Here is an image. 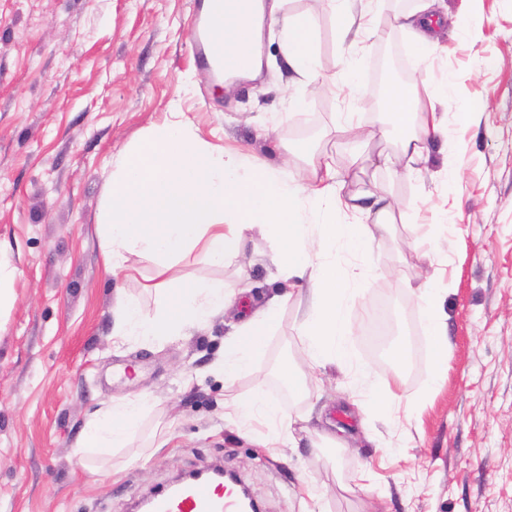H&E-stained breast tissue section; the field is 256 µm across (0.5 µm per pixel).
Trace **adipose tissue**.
Segmentation results:
<instances>
[{
    "mask_svg": "<svg viewBox=\"0 0 512 512\" xmlns=\"http://www.w3.org/2000/svg\"><path fill=\"white\" fill-rule=\"evenodd\" d=\"M380 0H325L337 21L340 40L358 44L387 39L380 21ZM435 0H420L417 9L395 18V25L412 31L424 48L436 46L444 18ZM220 13L213 22L211 39L221 54L225 77L247 74L251 64L242 54H255L263 19L281 27L282 52L295 80L315 73L316 24L309 15L266 12L263 0H219ZM447 96L446 84L434 90L432 106L416 105L407 87L387 90V110L397 127L418 125L419 134L404 138L401 152L409 171L427 163L434 145L448 142V115L438 111ZM314 181L302 185L274 174L266 163L211 147L194 136L181 117H174L149 133L128 155L112 177V199L99 224L106 269L125 271L124 254L138 250L160 259L162 300L153 315H145L134 301L116 311V336L161 340L184 336L203 328L230 304L223 287L177 274L171 257L199 247L216 264L244 256L255 231L269 229L275 238L273 276L287 291L267 300L224 338V357L215 365L225 382L251 369L263 351L281 309L293 303L303 307L298 326L306 355L305 371L283 365L279 375L292 393H301L304 377L322 374L338 365L359 372L350 343L348 310L355 286L372 274L359 259L369 249L375 233L390 231L392 205L387 195H346L330 163L313 168ZM344 222H337V215ZM424 327L433 342L427 391L440 385L448 360V316L440 289L432 281L418 286ZM143 399L113 406L92 419L77 447L89 458L103 448H121L131 439L146 410ZM224 414L241 427L263 423L269 430L267 446L278 450L292 436L294 421L275 400L231 394L224 399Z\"/></svg>",
    "mask_w": 512,
    "mask_h": 512,
    "instance_id": "obj_1",
    "label": "adipose tissue"
}]
</instances>
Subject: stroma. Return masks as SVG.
I'll return each instance as SVG.
<instances>
[{
  "mask_svg": "<svg viewBox=\"0 0 512 512\" xmlns=\"http://www.w3.org/2000/svg\"><path fill=\"white\" fill-rule=\"evenodd\" d=\"M192 3L0 0V271L13 296L0 310V512H130L177 472L215 463L239 475L264 512H306L308 483L329 512H512V0H444L462 23L429 51L393 30L386 47L412 75L420 106L433 82H448V153L413 175L351 163L353 152L395 154L400 143L379 136L381 48L369 41L348 53L320 0H280L282 11L319 19L318 74L299 88L297 110L279 27L262 30L259 73L228 86L195 62ZM346 60L356 100L330 88ZM174 112L214 148L297 178L320 157L346 192L391 196L394 230L364 257L374 274L349 312L364 378L332 365L303 395L284 397L280 366H306L293 304L250 371L231 383L215 372L231 323L279 288L266 233L254 234L248 265H213L198 248L176 260L186 277L228 291L249 285L233 312L178 338L114 341L120 304L158 308L157 264L131 251L130 275H109L98 220L127 152ZM344 112L357 113L361 144L337 133ZM443 212L447 225H436ZM421 276L442 287L448 314V374L427 397L432 341L404 286ZM377 307L389 327L373 344L366 321ZM399 348L409 356L401 369ZM373 385L390 389L397 423L353 405ZM257 391L308 416L298 447L271 454L261 435L225 420L226 393ZM137 397L149 407L127 447L82 459L88 421ZM332 425L354 448H312Z\"/></svg>",
  "mask_w": 512,
  "mask_h": 512,
  "instance_id": "obj_1",
  "label": "stroma"
}]
</instances>
